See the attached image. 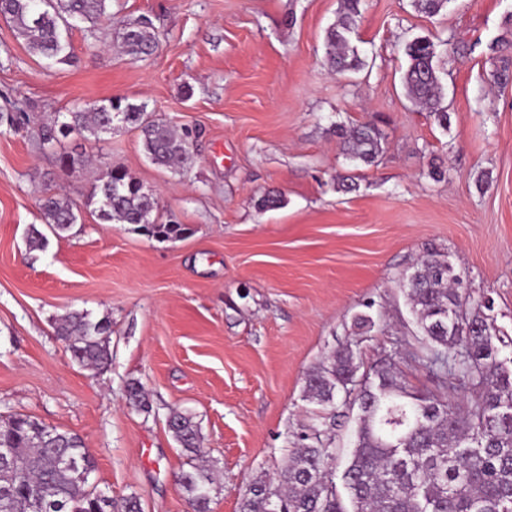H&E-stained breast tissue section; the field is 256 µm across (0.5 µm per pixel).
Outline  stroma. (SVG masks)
<instances>
[{"mask_svg": "<svg viewBox=\"0 0 512 512\" xmlns=\"http://www.w3.org/2000/svg\"><path fill=\"white\" fill-rule=\"evenodd\" d=\"M341 0H112L111 20L73 31L71 64L45 67L0 19V419L31 416L77 434L100 490L143 512H190L179 476L188 458L167 427L192 414L217 463L211 512H241L247 485L274 479L314 409L306 378L351 347L361 371L391 364L409 390L442 385L420 344L400 281L428 250L447 255L512 370V83L499 85L488 46L508 40L512 0H449L432 17L411 0H363L353 39L364 70L324 65ZM149 18L156 52L119 48L126 23ZM437 40L450 123L407 99V43ZM463 45L448 58L445 40ZM146 105L193 135L195 162L171 172L144 156L137 131L96 143L76 135L40 146L38 129L107 100ZM377 122L387 149L349 165L337 126ZM92 153L59 175L64 152ZM444 175L432 179V166ZM120 167L159 199L162 241L98 219L85 201ZM354 176L356 188L338 187ZM82 205L62 238L33 247L39 199ZM279 192L276 208L261 207ZM109 318L111 363L80 365L55 333L72 311ZM374 320L368 332L357 315ZM149 408H132L128 384Z\"/></svg>", "mask_w": 512, "mask_h": 512, "instance_id": "stroma-1", "label": "stroma"}]
</instances>
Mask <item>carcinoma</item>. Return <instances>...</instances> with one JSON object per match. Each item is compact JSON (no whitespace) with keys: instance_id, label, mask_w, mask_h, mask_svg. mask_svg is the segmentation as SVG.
<instances>
[{"instance_id":"cac0c4a2","label":"carcinoma","mask_w":512,"mask_h":512,"mask_svg":"<svg viewBox=\"0 0 512 512\" xmlns=\"http://www.w3.org/2000/svg\"><path fill=\"white\" fill-rule=\"evenodd\" d=\"M112 0H0L29 51L46 65L73 62L69 32L79 22L110 18ZM447 0H412L415 10L435 15ZM362 0H341L340 15L325 36L327 68L338 74L363 69L352 43ZM158 37L146 21L128 24L121 47L134 57L148 56ZM409 63L402 84L410 101L448 129L444 86L436 64V45L425 37L405 46ZM121 109L124 126L139 131L143 151L152 164L173 172L194 162L192 141L146 106L112 100L101 106L76 108L55 118L38 132L44 147L75 133L84 140L105 134L113 108ZM345 155L352 163L371 165L385 150V135L374 122L336 127ZM105 223L133 224L155 238L179 240L184 224H160L151 219L157 199L122 168L98 179L87 197ZM44 225L61 237L78 222L80 207L57 192L40 200ZM462 280L447 256L428 251L403 280L402 288L415 316L421 341L434 360L455 369L453 379L466 381L475 397L462 404L448 394H416L398 381L392 366L375 370L374 383L352 397L358 406L352 450L340 481H335L337 448L328 436L336 409L344 405V390L352 387L359 366L352 348L326 357L306 379V392L317 410L308 428L316 438L303 437L277 478H256L243 502V512H512V373L497 359L495 333L485 318L465 311L468 299ZM72 357L81 364L105 367L111 357L112 324L87 311H73L57 324ZM129 403L149 410L140 385L127 388ZM169 430L188 457L201 455L200 428L189 414L175 411ZM0 448L14 459L0 464V512H33V498H43V512H141L138 497L119 506L112 497L90 490L83 474L95 473L94 459L79 436L60 431L26 415L0 426ZM215 465L190 464L181 474L193 512H209Z\"/></svg>"}]
</instances>
